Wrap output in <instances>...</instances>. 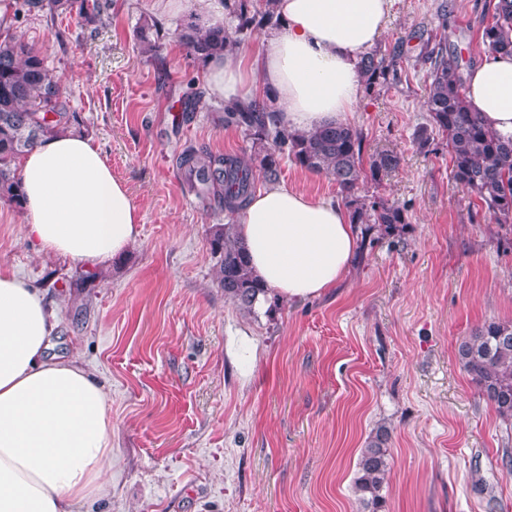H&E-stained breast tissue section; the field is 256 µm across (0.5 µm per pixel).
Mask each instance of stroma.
I'll return each mask as SVG.
<instances>
[{"mask_svg": "<svg viewBox=\"0 0 512 512\" xmlns=\"http://www.w3.org/2000/svg\"><path fill=\"white\" fill-rule=\"evenodd\" d=\"M484 3L394 0L376 48L401 47L402 80L364 96L353 122L365 156L402 158L361 180L360 195L405 205L407 223L323 297L248 312L225 299L210 248L224 209L189 191L177 158L250 144L223 126L222 100L185 117L204 70L177 38L183 19L160 15L156 0H110L81 25L14 0L11 34L45 57L142 216L127 251L89 270L37 252L24 209L0 199V269L53 310L51 353L105 384L112 488L82 512H356L357 459L382 424L383 512H512V423L457 358L485 321L512 320V224L473 223L445 137L420 141L430 44L444 36L470 71L487 54ZM147 21L160 28L152 56L139 39ZM278 182L338 197L329 178L287 160Z\"/></svg>", "mask_w": 512, "mask_h": 512, "instance_id": "1", "label": "stroma"}]
</instances>
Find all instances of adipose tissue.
<instances>
[{"instance_id":"obj_1","label":"adipose tissue","mask_w":512,"mask_h":512,"mask_svg":"<svg viewBox=\"0 0 512 512\" xmlns=\"http://www.w3.org/2000/svg\"><path fill=\"white\" fill-rule=\"evenodd\" d=\"M281 28L253 57L211 59L207 97L259 89L281 126L311 132L347 122L364 94L357 68L382 35L392 0H275ZM465 95L512 136V56H487ZM24 230L39 250L108 265L138 238L139 208L89 138L64 129L21 161ZM255 278L280 300L305 302L345 281L358 235L337 201L274 185L252 196L236 226ZM52 314L37 289L0 270V512H75L112 483V414L105 386L49 352Z\"/></svg>"}]
</instances>
